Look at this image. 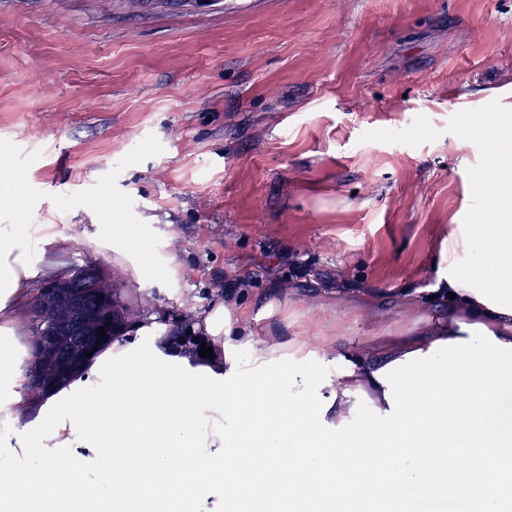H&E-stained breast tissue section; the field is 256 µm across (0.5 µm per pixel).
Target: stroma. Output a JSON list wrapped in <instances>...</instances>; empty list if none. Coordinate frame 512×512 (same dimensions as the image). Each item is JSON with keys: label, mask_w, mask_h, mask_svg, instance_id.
<instances>
[{"label": "stroma", "mask_w": 512, "mask_h": 512, "mask_svg": "<svg viewBox=\"0 0 512 512\" xmlns=\"http://www.w3.org/2000/svg\"><path fill=\"white\" fill-rule=\"evenodd\" d=\"M478 112L512 113V0H0V225H30L40 275L117 269L153 318L220 305L268 358L351 353L436 311ZM100 224L146 225L153 267Z\"/></svg>", "instance_id": "obj_1"}]
</instances>
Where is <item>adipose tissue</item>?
I'll list each match as a JSON object with an SVG mask.
<instances>
[{
  "instance_id": "adipose-tissue-1",
  "label": "adipose tissue",
  "mask_w": 512,
  "mask_h": 512,
  "mask_svg": "<svg viewBox=\"0 0 512 512\" xmlns=\"http://www.w3.org/2000/svg\"><path fill=\"white\" fill-rule=\"evenodd\" d=\"M474 134L489 147L482 177L490 189L464 226L461 237L450 240L448 269L438 285L450 300L445 309L412 336H391L382 344H361L345 368L333 375L323 396L333 397L327 423L349 419L354 391L367 393L375 407L388 410L385 386L376 371L407 353L428 351L438 340L462 339V324H482L497 340L512 343V113L479 112L470 120ZM35 275L33 242L25 224L0 225V421L14 417L22 428L38 417L42 401H29L23 365L28 357L24 329L17 318L19 306L29 295ZM213 348L212 359L191 360V367L206 365L219 375L232 365L224 355L230 327L224 309L216 307L202 317Z\"/></svg>"
}]
</instances>
